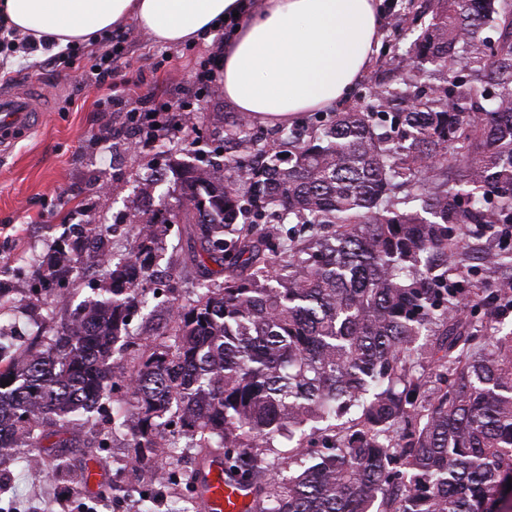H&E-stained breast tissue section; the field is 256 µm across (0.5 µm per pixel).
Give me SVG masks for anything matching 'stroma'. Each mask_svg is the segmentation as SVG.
<instances>
[{"mask_svg": "<svg viewBox=\"0 0 512 512\" xmlns=\"http://www.w3.org/2000/svg\"><path fill=\"white\" fill-rule=\"evenodd\" d=\"M409 1L420 12L428 4V0H385L382 45L351 102L361 101L374 81L396 87L435 83L434 75L412 69L404 56L420 32L405 14ZM127 30V63L112 88L91 84L83 69L47 53L20 52L11 65L0 57L1 86L26 90L36 76L48 93L41 129L0 158V268L11 271L9 301L0 308V325L27 329L36 311L42 312L47 326L53 317L63 316V309L32 295L30 282L35 262L50 251L65 228L122 225V232L112 238V250L124 254L132 235L129 215L145 178L158 176L156 191L172 206L176 200L170 191L179 164L203 166L224 158V121L235 110L225 100L221 82L203 92L191 77L223 44L224 34L193 44L166 45L154 42L136 25H128ZM156 92L188 109L187 125L154 122L155 103L150 96ZM102 98L111 101L104 112L97 105ZM499 242L495 233L471 240L469 258L451 274V281L465 289L496 287L500 274L485 266L482 256ZM185 245L182 225H172L159 263L174 291L150 297L142 316L133 320L131 328L141 337L155 338L157 327L168 323L170 297L184 301L196 297L195 274L184 260ZM64 454L71 474L62 478L33 476L25 453L1 455L0 512H182L184 508L176 486L144 493L122 433L110 435L104 449L99 429L81 430ZM90 469L105 483L124 482L125 496L106 501L103 489L84 483Z\"/></svg>", "mask_w": 512, "mask_h": 512, "instance_id": "1", "label": "stroma"}]
</instances>
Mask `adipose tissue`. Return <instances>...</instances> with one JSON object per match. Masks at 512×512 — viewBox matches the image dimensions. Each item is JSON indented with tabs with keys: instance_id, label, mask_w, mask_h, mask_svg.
Returning a JSON list of instances; mask_svg holds the SVG:
<instances>
[{
	"instance_id": "obj_1",
	"label": "adipose tissue",
	"mask_w": 512,
	"mask_h": 512,
	"mask_svg": "<svg viewBox=\"0 0 512 512\" xmlns=\"http://www.w3.org/2000/svg\"><path fill=\"white\" fill-rule=\"evenodd\" d=\"M236 16L222 48L224 98L246 116L287 123L347 99L377 51L382 0H0V22L61 46L94 44L128 20L154 41L211 36Z\"/></svg>"
}]
</instances>
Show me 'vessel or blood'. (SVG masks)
Returning <instances> with one entry per match:
<instances>
[{
	"label": "vessel or blood",
	"instance_id": "1",
	"mask_svg": "<svg viewBox=\"0 0 512 512\" xmlns=\"http://www.w3.org/2000/svg\"><path fill=\"white\" fill-rule=\"evenodd\" d=\"M42 103L38 94L0 92V155L9 153L38 129ZM197 490L204 512H244L249 497L230 485L221 456L203 457L197 464Z\"/></svg>",
	"mask_w": 512,
	"mask_h": 512
}]
</instances>
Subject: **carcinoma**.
Masks as SVG:
<instances>
[{"instance_id":"obj_1","label":"carcinoma","mask_w":512,"mask_h":512,"mask_svg":"<svg viewBox=\"0 0 512 512\" xmlns=\"http://www.w3.org/2000/svg\"><path fill=\"white\" fill-rule=\"evenodd\" d=\"M431 6L405 56L439 84L375 83L368 102L263 145L240 113L218 169L180 170L176 207H134L120 259H105L104 224L55 242L36 294L67 304L87 257L97 288L35 347L0 353V449L41 448L118 393L110 429L149 483L193 489L195 471L163 467V442L184 437L223 454L249 512H512V331L495 327L512 275L448 287L465 238L512 223V0ZM172 224L190 225L201 292L172 297L144 347L131 324ZM461 307L483 311L481 328Z\"/></svg>"}]
</instances>
